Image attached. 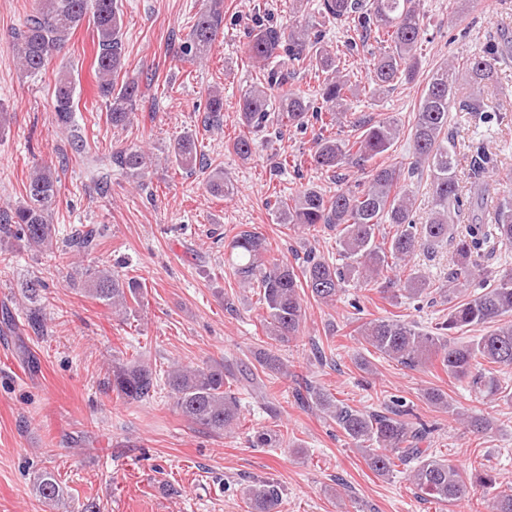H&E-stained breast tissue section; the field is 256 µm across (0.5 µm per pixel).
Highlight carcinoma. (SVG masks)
Masks as SVG:
<instances>
[{
  "label": "carcinoma",
  "mask_w": 512,
  "mask_h": 512,
  "mask_svg": "<svg viewBox=\"0 0 512 512\" xmlns=\"http://www.w3.org/2000/svg\"><path fill=\"white\" fill-rule=\"evenodd\" d=\"M421 0H318L313 15L287 26L254 29L246 44L249 60L257 64L258 77L239 100L238 119L246 133L232 144L243 159L252 154L250 134L272 131L283 136V128H303L310 120L323 129L346 126L356 132L355 139L339 138V133L317 138L310 152V164L333 173L336 192L327 195L305 188L295 195L275 201L282 224L299 225L309 231L331 227L337 231L341 262L330 263L310 253L296 267L270 253L266 237L256 230H243L230 242L234 275L240 284L259 290L263 305V326L278 342L297 338L304 323V296L331 305L350 288H367L384 279L381 292L389 298H419L430 288L429 276L412 268L402 276H390L398 266H408L420 248L435 251L448 243L454 247L452 267L448 269V317L434 330L421 332L404 321L390 318L361 323L357 335L382 357L409 367H423L437 361L448 377L469 380L471 391L488 397L501 393L496 369L512 367V268L491 271L484 266L489 251L505 253L512 249V172L502 182L507 188L497 193L488 207L485 174L499 169L483 144L473 147L466 175H460V160L453 138L448 135L454 112H465L468 122L478 128L493 121L503 105L485 96V87L497 74L498 61L512 54V40L492 41L483 50L451 58L429 77L419 98L410 128L413 144L408 167L371 164L393 150L404 130L390 116L363 120L354 117L349 96L356 95L352 84L336 63V52L323 41L320 27L325 23L353 25L359 42L355 51L371 36L387 46L371 52L369 92L376 98L398 83H412L419 74L418 50L425 35ZM92 25L97 44L95 71L105 99L108 118L114 128L132 121L141 98V80L120 77L125 68L121 39L122 18L117 0H35L33 10L17 33L12 50L23 72L37 76L46 69L53 55L70 39L83 22ZM221 0L195 16L182 53L193 60H204L219 37L223 24ZM315 64L324 75L318 84L321 105L313 107L306 93L289 87L296 71ZM76 84L72 74L61 71L54 83L55 121L67 132L76 154L86 150L82 128L75 120ZM224 118V91L209 92L207 119L219 126ZM170 158L184 170L208 171L207 186L216 195L226 196L230 187L224 169L207 163L198 153L193 136L181 137L171 148ZM112 161L134 182L148 173L151 160L140 149L122 148ZM355 163L360 177L349 182L341 173ZM427 168L430 177L431 209L420 220L414 209V196L406 187L408 179ZM58 176L48 164L32 170L25 186L24 204L13 209L0 208V242L4 248L22 242L38 252L50 251L58 244L48 216L56 203ZM389 224L394 233L380 235V226ZM98 246L97 230L78 229L67 247L91 252ZM84 291L100 303L125 317L129 302L139 305L144 288L133 279H124L110 269H87ZM477 292L461 297V289ZM44 283L34 278L21 286L31 326H41ZM490 325L479 336L466 340L455 334ZM262 370L288 373L280 359L266 351L256 355ZM243 382L253 390L265 387L255 372L237 375L223 362L205 365H172L158 372L134 359L112 364L108 384L117 397L128 403L147 402L165 388L174 399L180 415L194 425L222 434L238 426L242 407L230 382ZM297 400L314 407L336 424L357 448L370 468L381 477H390L403 466L420 497L453 505L464 500L474 487L494 492L492 512H512V489H498V476L492 467L465 471L437 458L434 449L422 444L430 441L434 427L415 413L414 406L396 398L380 411L354 409L332 393L305 381L295 390ZM432 405L461 416L448 397L438 391L425 393ZM32 490L47 508L58 507L67 495L55 475L43 471L34 476ZM251 512H275L279 490L259 480L247 489Z\"/></svg>",
  "instance_id": "carcinoma-1"
}]
</instances>
